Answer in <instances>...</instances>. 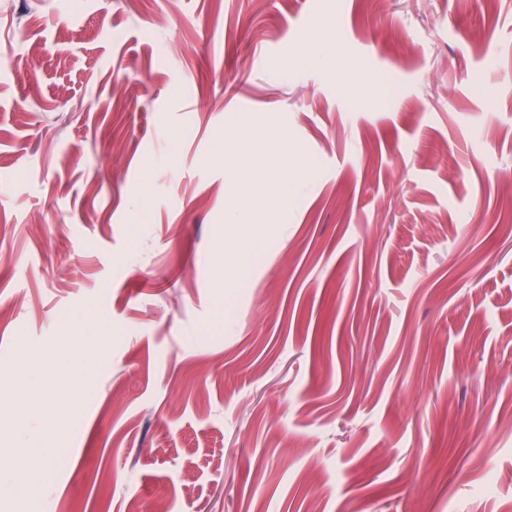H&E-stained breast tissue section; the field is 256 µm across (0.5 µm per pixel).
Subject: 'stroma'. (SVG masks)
<instances>
[{
    "label": "stroma",
    "mask_w": 512,
    "mask_h": 512,
    "mask_svg": "<svg viewBox=\"0 0 512 512\" xmlns=\"http://www.w3.org/2000/svg\"><path fill=\"white\" fill-rule=\"evenodd\" d=\"M351 65L395 89L344 95ZM278 132L296 193L268 211L221 147ZM62 333L101 365L0 512H512V0H0L21 479ZM71 421L72 418L69 420H63L60 417L58 406L53 397H44L40 404L38 414L34 418L32 424L24 429L17 438L18 448L36 451L40 454V458L42 459L39 466L30 472L26 484H33L44 480L48 476L49 469L59 452V449L56 448L43 447V424L58 423L68 425Z\"/></svg>",
    "instance_id": "obj_1"
}]
</instances>
